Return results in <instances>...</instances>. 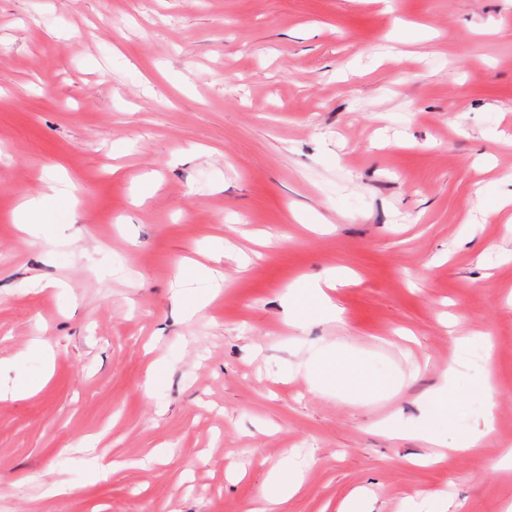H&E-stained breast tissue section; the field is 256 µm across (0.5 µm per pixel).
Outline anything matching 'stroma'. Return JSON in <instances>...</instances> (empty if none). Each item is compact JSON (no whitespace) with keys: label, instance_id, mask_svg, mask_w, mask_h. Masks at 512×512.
Segmentation results:
<instances>
[{"label":"stroma","instance_id":"35a3bbf8","mask_svg":"<svg viewBox=\"0 0 512 512\" xmlns=\"http://www.w3.org/2000/svg\"><path fill=\"white\" fill-rule=\"evenodd\" d=\"M483 186L512 195V0H0V387L49 374L0 399V512H244L285 462L280 512H506L512 206ZM334 274L336 316L288 321ZM465 338L492 428L455 450L461 394L444 453L421 402ZM326 347L385 387L317 389Z\"/></svg>","mask_w":512,"mask_h":512}]
</instances>
